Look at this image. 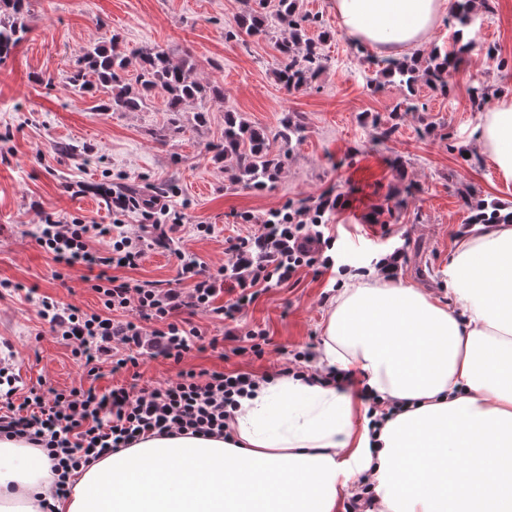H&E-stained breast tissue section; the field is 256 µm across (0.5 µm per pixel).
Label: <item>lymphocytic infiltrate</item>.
I'll return each mask as SVG.
<instances>
[{"label":"lymphocytic infiltrate","instance_id":"lymphocytic-infiltrate-1","mask_svg":"<svg viewBox=\"0 0 512 512\" xmlns=\"http://www.w3.org/2000/svg\"><path fill=\"white\" fill-rule=\"evenodd\" d=\"M111 208L108 224H85L77 218L62 221L48 215L32 232L58 264L94 274L92 288L101 303L96 311L85 312L47 296L38 301L39 316L52 333L73 343L74 356L91 376L98 375L104 355L116 342L130 349L113 361L116 372L137 364L136 350L145 342L177 364L191 350L217 348L218 338H205L192 323L191 314L235 319L260 289L288 283L302 268L326 270L334 264L328 254L331 240L323 228L337 204L335 197L323 195L314 205L296 208L287 203L259 220L241 213L242 223H259L260 232L230 241L232 263L213 269L198 257H181L180 277L190 281L189 292L164 290L116 276L115 271L137 267L147 250L169 248L184 224V213L161 204L158 198L142 199L125 191L112 192ZM130 212L139 213L142 223L150 226L149 236L126 232L123 219ZM97 240L108 242V249L94 248ZM222 290L228 298L220 305L216 298ZM183 308L189 310V317H179ZM130 309L138 313V321L117 319V312ZM147 321L153 324L148 331L143 328ZM311 357L308 351L295 353L293 375L339 389L356 388L380 420L396 415L397 406L380 408L352 373L310 372ZM260 381L251 372L190 369L150 389L122 386L102 394L92 387L45 392L33 387L17 404L13 401L17 378L4 366L0 368V437L21 438L42 450L57 479L40 506L42 512H56L55 502L66 497L71 477L103 455L174 431L224 435L238 398L249 395Z\"/></svg>","mask_w":512,"mask_h":512}]
</instances>
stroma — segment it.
Instances as JSON below:
<instances>
[{"instance_id": "obj_1", "label": "stroma", "mask_w": 512, "mask_h": 512, "mask_svg": "<svg viewBox=\"0 0 512 512\" xmlns=\"http://www.w3.org/2000/svg\"><path fill=\"white\" fill-rule=\"evenodd\" d=\"M30 30L15 53L0 63V350L12 351L25 386L58 390L94 386L99 392L137 383L151 388L174 379L179 368L225 369L274 374L294 352L321 343V322L332 300V270L303 269L296 280L261 291L233 321L197 313L192 321L205 335L220 337L217 349L190 352L182 365L159 356L140 358L135 370L102 368L88 377L71 344L53 334L34 299L49 296L84 310L100 306L97 293L74 270L65 279L51 253L30 235L45 215L108 224V193L123 187L136 195L160 197L186 215L177 252L152 249L123 277L180 287L178 253L199 257L211 268L224 265L229 239L257 233L239 216H264L291 203L312 205L320 195H339L350 205L328 217L325 233L348 264L372 252H398L395 278L436 289L457 237L469 226L476 202H512V187L501 184L490 163L473 153L471 134L480 114L468 89L483 82L493 90L512 89V0H494L481 33V48L496 62L468 63L456 71L449 96L419 82L422 112L392 124L400 88L384 82L371 91L353 40L338 26L332 0H298L301 13L322 17L331 30L308 35L320 43L325 66L308 87L289 89L275 75L269 36L238 33L244 0H29ZM119 35L127 48L166 49L173 61L191 56L194 78L219 87L222 98L187 105L180 117L167 110L164 93L136 112H103L99 97L75 95L66 83L83 48ZM277 133L284 116L304 128L292 141L288 163L259 188L233 181L236 161L221 156L224 114ZM389 138H382L386 127ZM393 211L387 224L371 212ZM210 224L213 234L197 233ZM271 340L263 359L237 351L236 336L252 327Z\"/></svg>"}]
</instances>
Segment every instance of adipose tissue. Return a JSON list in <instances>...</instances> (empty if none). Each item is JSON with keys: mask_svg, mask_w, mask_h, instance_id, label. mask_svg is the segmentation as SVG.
I'll return each instance as SVG.
<instances>
[{"mask_svg": "<svg viewBox=\"0 0 512 512\" xmlns=\"http://www.w3.org/2000/svg\"><path fill=\"white\" fill-rule=\"evenodd\" d=\"M445 0H334L354 41L400 57ZM512 183V95L482 110L474 139ZM345 271L322 321L318 367L358 374L404 410L378 438L336 388L281 376L241 398L231 436H151L81 471L59 512H336L368 480L374 512H512V223L455 242L440 298ZM55 480L39 451L0 439V512H39Z\"/></svg>", "mask_w": 512, "mask_h": 512, "instance_id": "1", "label": "adipose tissue"}]
</instances>
